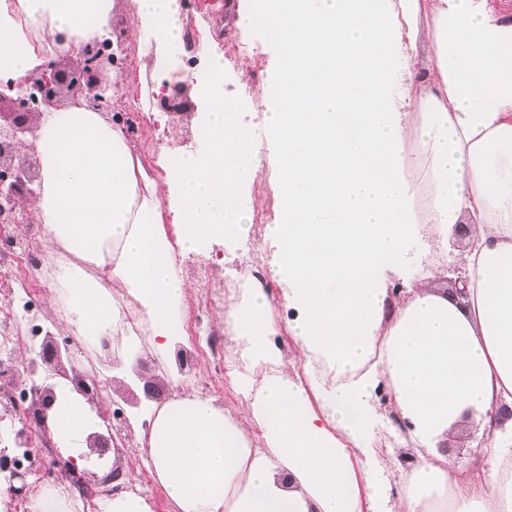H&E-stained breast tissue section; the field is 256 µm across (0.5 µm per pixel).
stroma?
Returning <instances> with one entry per match:
<instances>
[{
    "label": "stroma",
    "instance_id": "obj_1",
    "mask_svg": "<svg viewBox=\"0 0 512 512\" xmlns=\"http://www.w3.org/2000/svg\"><path fill=\"white\" fill-rule=\"evenodd\" d=\"M185 29L195 30L199 46L190 52L181 53L175 68L156 78V92L151 95L149 104H142L139 97L127 89L128 84H140L141 80L152 77L147 65L153 56V45L144 33L131 24L130 0H115L111 26L124 31V44L115 46V62L105 64L102 78L115 91L112 107L107 113L109 120L123 124L134 142L140 161L150 176L157 177L161 169L157 164L160 145L172 150L191 148L205 152L204 142L196 137L201 114L196 100L194 76L204 71L205 59L202 49L215 44L228 57L224 69V96L236 101L237 112L244 121L259 125L261 120V100L272 84L275 68V51L269 48L268 39L259 29H252L248 35H240L234 30V20L238 0H184ZM248 38L254 47L251 59L234 61L229 54L240 38ZM246 73L254 92V103L239 100V73ZM176 100L178 111H169L167 103ZM255 179L263 187L257 196L252 216L254 227L245 243L253 251L254 265H261L266 259L260 229L271 220L276 205L275 188L271 182L267 163H260L255 170ZM0 249L11 252L12 276L0 277V306L13 302L15 312L21 319L20 339L14 345L10 359L18 374H25L28 360L20 353L29 348L32 336L52 335L56 341H64L69 329L64 321L49 314L48 300L55 292V285L49 276L55 256L45 242V230L35 223L27 204H20L18 221L0 233ZM41 257L40 275L29 285L25 294L13 295L16 275L25 273L27 253ZM205 266L208 270L207 282L191 281L184 306V317H194L199 327L207 334L220 337L223 329L217 328L215 319L224 309V274L239 268L240 253H225L223 247H212L186 260L184 269ZM210 296L207 313L200 314L196 305L201 296ZM177 369L182 381L194 384L206 383V395L216 398L221 404L240 405L245 387L238 378L227 379L218 371V360L210 355H199L191 342L176 343L168 360L148 354L140 357L135 364H125L118 353L112 350L99 354L89 353L79 359L76 370L84 376L100 375L103 387L95 403L98 410L114 411L123 409L125 419L116 437L117 446L109 452L115 466H118L130 483L150 482L151 476L146 465V439L137 422L148 404L145 383H152L159 396H167L173 389L172 382L163 371V364Z\"/></svg>",
    "mask_w": 512,
    "mask_h": 512
}]
</instances>
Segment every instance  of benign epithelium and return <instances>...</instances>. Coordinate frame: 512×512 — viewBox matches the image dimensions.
<instances>
[{
  "mask_svg": "<svg viewBox=\"0 0 512 512\" xmlns=\"http://www.w3.org/2000/svg\"><path fill=\"white\" fill-rule=\"evenodd\" d=\"M107 58H112V54L98 50L94 43L84 44L80 48L78 68L75 72L66 73L52 64L39 75L28 79L25 87L16 96L8 98L11 106V129L6 135L0 133V214L7 216L8 222H16L17 207L23 200L37 196L34 183L25 169L8 162L15 146L24 142V135H35L36 114L44 107L57 106L58 97L64 90L76 99L85 98L89 107L94 110L108 109L111 97L106 95V91L109 87L97 79L101 63ZM37 356L47 365L45 381L40 384L30 382L21 389L20 395L24 404H19L13 398L9 403L10 414L17 417L21 423V427L15 430L14 443L25 448L29 447L28 419H34L35 428L41 435H48V410L55 401L54 386L48 383V379L59 376L69 380L74 384L75 390L90 402L101 386V381L95 377L71 378L63 366V360H73L74 354L62 352L50 335L44 336ZM101 418L106 424V432H96L87 438L88 447L92 448L99 460L104 458L114 443L110 418L104 414ZM9 457V448H0V474H8L9 486L6 492L9 499L22 501L27 493V473L9 466ZM47 473L68 480L78 489L89 491L96 485L105 486L120 476L118 471L111 469L100 477L86 468H78L72 458L62 459L57 451L52 452ZM17 481L20 482L18 486L15 485Z\"/></svg>",
  "mask_w": 512,
  "mask_h": 512,
  "instance_id": "obj_1",
  "label": "benign epithelium"
}]
</instances>
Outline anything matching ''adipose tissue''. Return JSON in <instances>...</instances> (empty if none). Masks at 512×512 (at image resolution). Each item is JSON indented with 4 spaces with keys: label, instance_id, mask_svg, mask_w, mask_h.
Masks as SVG:
<instances>
[{
    "label": "adipose tissue",
    "instance_id": "1",
    "mask_svg": "<svg viewBox=\"0 0 512 512\" xmlns=\"http://www.w3.org/2000/svg\"><path fill=\"white\" fill-rule=\"evenodd\" d=\"M113 0H0V92L110 30ZM169 64L183 0H132ZM277 34L280 95L265 140L222 85L200 97L206 154L160 147L149 178L125 129L78 104L43 110L32 203L46 242L73 255L59 313L86 344L155 352L184 334L180 260L248 237L263 150L278 208L264 225L269 276L235 271L224 334L246 380L243 409L190 390L153 402L149 468L176 512H512V20L488 0H244L235 22ZM466 225L463 292L432 255ZM287 333L300 369L276 338ZM52 440L84 466L104 422L58 380ZM485 444L445 450L464 421ZM415 463L380 445L386 425ZM27 512H84L67 483Z\"/></svg>",
    "mask_w": 512,
    "mask_h": 512
}]
</instances>
